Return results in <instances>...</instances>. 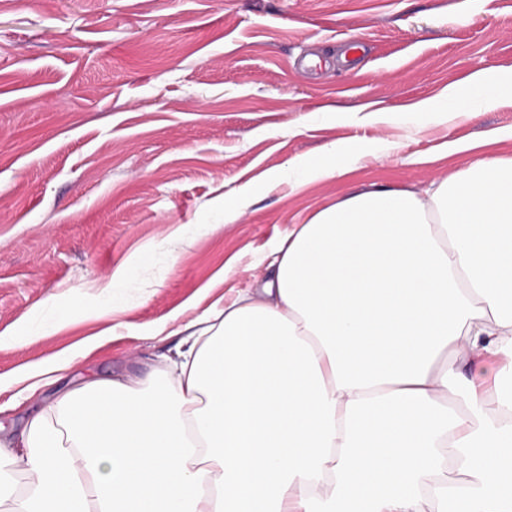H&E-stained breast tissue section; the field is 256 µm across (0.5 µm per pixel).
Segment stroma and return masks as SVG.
Masks as SVG:
<instances>
[{
  "label": "stroma",
  "instance_id": "obj_1",
  "mask_svg": "<svg viewBox=\"0 0 512 512\" xmlns=\"http://www.w3.org/2000/svg\"><path fill=\"white\" fill-rule=\"evenodd\" d=\"M479 69L512 72V0H0V404L59 357L33 405L147 375L347 194L512 157V104L438 109ZM71 360L69 358H60L50 363L34 367L26 372H22L15 376L14 383L27 382L29 383L24 390L35 395L42 388L53 385L56 383L62 375L60 373L65 372L69 369Z\"/></svg>",
  "mask_w": 512,
  "mask_h": 512
}]
</instances>
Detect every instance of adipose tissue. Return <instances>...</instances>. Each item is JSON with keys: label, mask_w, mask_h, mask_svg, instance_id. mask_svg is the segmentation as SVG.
I'll list each match as a JSON object with an SVG mask.
<instances>
[{"label": "adipose tissue", "mask_w": 512, "mask_h": 512, "mask_svg": "<svg viewBox=\"0 0 512 512\" xmlns=\"http://www.w3.org/2000/svg\"><path fill=\"white\" fill-rule=\"evenodd\" d=\"M512 100L474 71L461 114ZM0 512H512V157L317 211L148 384L0 435Z\"/></svg>", "instance_id": "adipose-tissue-1"}]
</instances>
